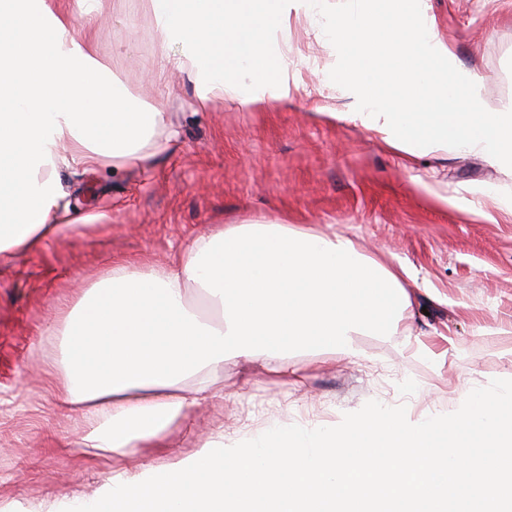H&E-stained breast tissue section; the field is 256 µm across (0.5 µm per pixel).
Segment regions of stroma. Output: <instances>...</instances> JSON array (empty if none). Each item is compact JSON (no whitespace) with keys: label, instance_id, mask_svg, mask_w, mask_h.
I'll use <instances>...</instances> for the list:
<instances>
[{"label":"stroma","instance_id":"35a3bbf8","mask_svg":"<svg viewBox=\"0 0 512 512\" xmlns=\"http://www.w3.org/2000/svg\"><path fill=\"white\" fill-rule=\"evenodd\" d=\"M430 4L441 40L481 82V111L512 106V0ZM288 43L287 104L245 108L226 96L203 107L187 74L162 66L146 0H105L96 59L115 92L165 112L166 127L151 159L121 177L59 169L60 206L79 228L0 266V512H47L60 495L93 496L133 468L83 456L87 417L57 404L59 314L116 259L164 265L224 224L285 219L404 264L416 295L405 323L425 349L361 333L355 358L292 351L297 385L225 359L223 395L139 461L166 465L269 426L336 425L370 400L405 405L414 419L452 412L464 391L512 379V216L502 209L512 176L465 151L407 163L360 125L333 120L352 106L332 84L324 24L291 18Z\"/></svg>","mask_w":512,"mask_h":512}]
</instances>
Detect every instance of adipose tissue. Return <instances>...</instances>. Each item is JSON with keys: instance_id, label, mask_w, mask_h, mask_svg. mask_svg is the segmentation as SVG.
Returning a JSON list of instances; mask_svg holds the SVG:
<instances>
[{"instance_id": "ef3b65f1", "label": "adipose tissue", "mask_w": 512, "mask_h": 512, "mask_svg": "<svg viewBox=\"0 0 512 512\" xmlns=\"http://www.w3.org/2000/svg\"><path fill=\"white\" fill-rule=\"evenodd\" d=\"M81 3L77 26L46 0H0L1 261L63 232L53 171L108 162L121 174L148 160L165 123L113 93L95 58L101 0ZM149 4L162 60L187 73L200 100L225 92L248 107L287 101L278 35L291 15L325 11V0ZM330 39L334 81L355 105L346 120L404 159L463 150L512 176V109L477 111L480 84L439 38L426 0H340ZM409 277L352 239L280 221L224 225L166 266L116 262L59 321L60 397L90 417L81 448L107 459L164 447L216 395L225 357L286 377L292 350L352 356L359 332L410 336Z\"/></svg>"}]
</instances>
